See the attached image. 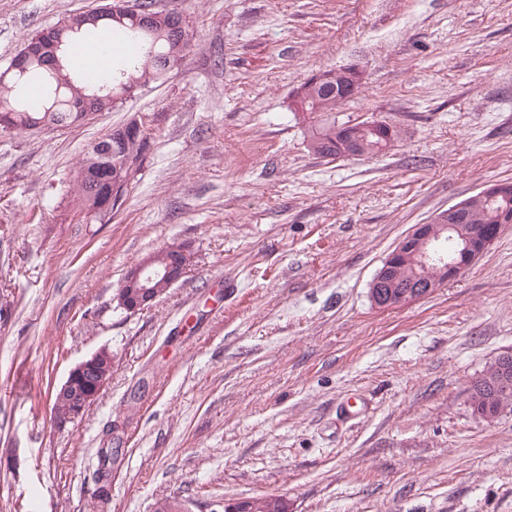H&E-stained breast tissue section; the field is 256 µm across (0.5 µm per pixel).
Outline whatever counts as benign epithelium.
Instances as JSON below:
<instances>
[{
	"mask_svg": "<svg viewBox=\"0 0 512 512\" xmlns=\"http://www.w3.org/2000/svg\"><path fill=\"white\" fill-rule=\"evenodd\" d=\"M102 5L89 10L91 14L110 13L134 16L136 23L147 26L153 15L148 8L130 4V0H100ZM55 26L45 28L43 35L24 45L11 59L10 67L22 69L31 58L58 57L62 41L53 36ZM316 82L334 81L348 88L352 94L364 85L365 71L358 64H347L331 70L314 73ZM467 210L463 200L437 214L425 224L414 225L412 231L389 254L382 268L370 283L369 293L372 302L380 308L393 307L427 297L442 283L458 279L493 245L502 226L512 222L508 214L501 215L498 224H463L461 220ZM458 221L455 228L462 230L459 249L448 254L437 247L440 237L436 230L448 218ZM186 248L180 245L168 247L164 258L157 260L149 255L130 266L115 301L118 308L128 312L144 310L167 292L187 273L183 261ZM413 259L423 265H432L434 276L419 277L410 282L401 280L398 274L399 259ZM512 365V355H501L491 367L470 385V392H482L490 386L491 374L507 375ZM112 370V350L101 347L76 363L68 372L65 381L55 391L56 405L66 408V413H54L57 423L76 418L95 404L109 380ZM256 499L238 498L218 504L212 512H256ZM159 512H192V506L180 498L161 501L155 505Z\"/></svg>",
	"mask_w": 512,
	"mask_h": 512,
	"instance_id": "1",
	"label": "benign epithelium"
}]
</instances>
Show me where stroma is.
<instances>
[{
    "instance_id": "35a3bbf8",
    "label": "stroma",
    "mask_w": 512,
    "mask_h": 512,
    "mask_svg": "<svg viewBox=\"0 0 512 512\" xmlns=\"http://www.w3.org/2000/svg\"><path fill=\"white\" fill-rule=\"evenodd\" d=\"M96 0H0V69ZM194 39L165 83L68 128L0 133V512H512V412L468 389L512 352V224L462 278L391 308L369 285L414 225L512 183V0H153ZM357 63L337 122L396 126L383 153L322 158L289 95ZM148 148L105 223L71 180L130 120ZM173 243L186 275L144 311L127 269ZM82 417L54 392L101 347ZM113 446L98 493V451Z\"/></svg>"
}]
</instances>
